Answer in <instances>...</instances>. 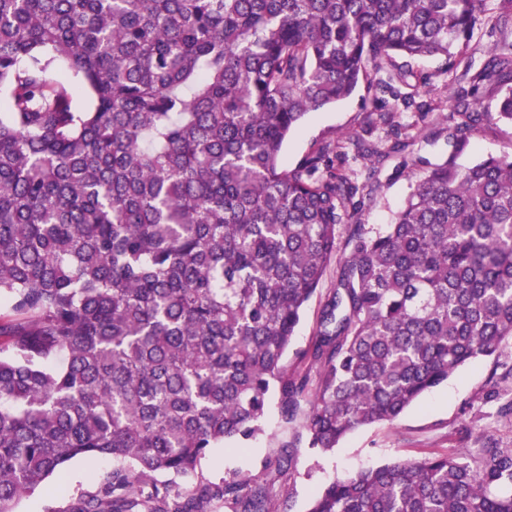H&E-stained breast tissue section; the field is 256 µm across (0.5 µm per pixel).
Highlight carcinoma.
<instances>
[{
	"instance_id": "cac0c4a2",
	"label": "carcinoma",
	"mask_w": 512,
	"mask_h": 512,
	"mask_svg": "<svg viewBox=\"0 0 512 512\" xmlns=\"http://www.w3.org/2000/svg\"><path fill=\"white\" fill-rule=\"evenodd\" d=\"M0 0V512L79 457L117 462L69 512H276L234 473L173 491L211 449L263 431L293 450L394 422L512 340V156L462 168L483 124L512 125V41L464 64L512 0ZM453 76L451 151L381 231L327 144L282 167L312 111L410 85L401 57ZM498 90L496 110L480 89ZM428 113L434 100L403 98ZM346 231L347 252L336 239ZM329 289L311 344L285 359ZM307 512H512V446L338 477ZM336 279V262H332L328 268L325 280L321 289L309 301L304 309L301 317L300 325L297 329L296 336L292 347L288 350V364L295 361V352L306 348L311 342L312 336L317 327V323L321 314V309L325 301V296L329 288Z\"/></svg>"
}]
</instances>
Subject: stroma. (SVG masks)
I'll list each match as a JSON object with an SVG mask.
<instances>
[{"mask_svg":"<svg viewBox=\"0 0 512 512\" xmlns=\"http://www.w3.org/2000/svg\"><path fill=\"white\" fill-rule=\"evenodd\" d=\"M374 107L371 93L361 86L336 105L311 112L286 143L282 164L294 168L318 147L337 142L345 135L363 138L368 146L384 152V161L375 167L360 156L347 160L348 167L373 174L372 197L366 201L358 221L367 228L379 229L392 223L414 187L416 176L409 166L411 159L421 156L436 163L447 156L448 132L442 116L451 112L453 101L444 99L440 111L423 118L414 112L398 113L397 122L406 129V147L399 152L392 151L394 137L388 130L366 126L367 115ZM505 152L512 153V128L490 124L474 133L471 149L458 162L466 166L476 158ZM494 383L502 394L498 401L484 397ZM510 399L512 344L505 346L500 357L467 364L394 422L357 429L328 453L295 449L285 491L277 495L275 504L280 512H306L317 488L364 468L395 459L418 458L437 450L473 453L489 439L510 445L512 419L499 413L502 401ZM264 428V434L251 440L245 449L231 443L212 449L197 476L162 474L159 482L186 488L200 477L218 484L235 472L261 473L266 457L277 453L279 443L292 434L273 408L268 411ZM111 469L108 458L76 459L34 495L22 498L16 512H67L80 493L94 491L89 474L103 477Z\"/></svg>","mask_w":512,"mask_h":512,"instance_id":"35a3bbf8","label":"stroma"}]
</instances>
